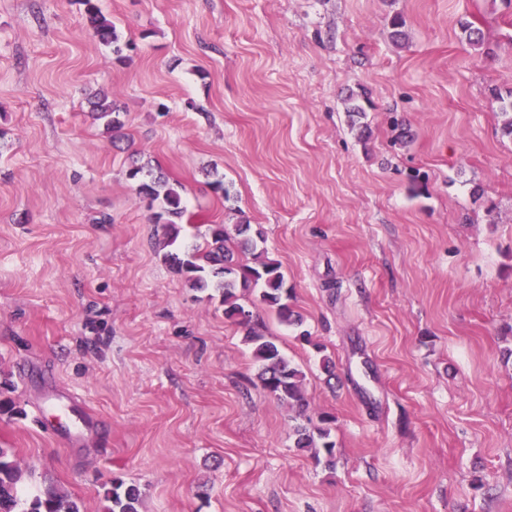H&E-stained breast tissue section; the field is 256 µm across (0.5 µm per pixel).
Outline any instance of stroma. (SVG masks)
Instances as JSON below:
<instances>
[{
	"mask_svg": "<svg viewBox=\"0 0 512 512\" xmlns=\"http://www.w3.org/2000/svg\"><path fill=\"white\" fill-rule=\"evenodd\" d=\"M96 4L126 63L81 0H0V399L19 409L0 448L23 496L51 482L105 512L118 477L140 512H512V5ZM101 90L118 149L90 114ZM132 153L182 185V245L261 231L303 326L259 289L240 301L304 372L302 413L334 416L335 468L294 448L301 412L261 389L220 297L165 263ZM64 394L68 445L41 425ZM93 36L102 44L112 46V54L118 61L126 58L127 43L122 44L115 24L101 13L94 0H81ZM91 114L94 120L103 121L106 130L112 132V142H119L123 137L124 123L119 119L115 102L106 93H98L95 100L90 101Z\"/></svg>",
	"mask_w": 512,
	"mask_h": 512,
	"instance_id": "stroma-1",
	"label": "stroma"
}]
</instances>
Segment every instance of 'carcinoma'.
I'll return each instance as SVG.
<instances>
[{
    "instance_id": "obj_1",
    "label": "carcinoma",
    "mask_w": 512,
    "mask_h": 512,
    "mask_svg": "<svg viewBox=\"0 0 512 512\" xmlns=\"http://www.w3.org/2000/svg\"><path fill=\"white\" fill-rule=\"evenodd\" d=\"M93 36L102 44L112 47V54L121 61L126 58L128 44L120 41L115 24L101 13L94 0H81ZM93 119L104 122L106 130L112 132V142L123 137L124 123L119 119L115 102L106 93L95 95L91 102ZM143 166L133 162L129 177L138 181L136 194L149 205H158L155 220L166 227L162 248L166 249L164 259L192 288L211 289L218 293L224 304V317L247 329L246 339L252 344V357L258 364L257 380L262 389L277 399L300 408L306 406L303 394L304 373L283 356L278 346L267 338L262 327L253 321V313L239 302L236 289L262 285L261 300L276 310L281 321L296 327L303 324L302 316L284 300L291 297V289L278 261L267 256L265 249L258 246L263 237L250 235L251 225L236 224L233 229L224 224H211L204 243L187 251L176 247L180 235L185 207L179 187L168 184L161 177L149 181L140 179ZM237 244L241 250L252 255L254 265L233 262L231 246ZM333 419L322 415L318 423L306 419L304 423L291 426L294 446L302 450H319L326 454L325 464L332 468L336 464L335 443L330 441V424ZM24 471L14 456L0 448V512H80L77 503L65 492L52 486L43 494L29 501L18 496L19 484ZM142 491L137 484H127L118 478L105 493L109 502L107 512H139Z\"/></svg>"
}]
</instances>
